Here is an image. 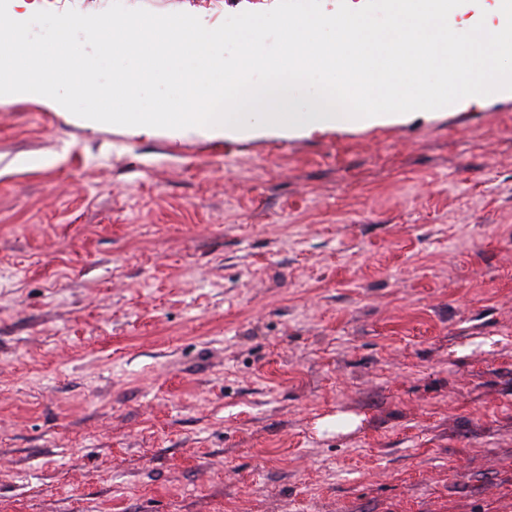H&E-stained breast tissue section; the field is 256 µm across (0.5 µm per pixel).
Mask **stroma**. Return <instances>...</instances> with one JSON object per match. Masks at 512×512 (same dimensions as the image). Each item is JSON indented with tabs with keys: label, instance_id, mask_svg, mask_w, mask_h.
<instances>
[{
	"label": "stroma",
	"instance_id": "obj_1",
	"mask_svg": "<svg viewBox=\"0 0 512 512\" xmlns=\"http://www.w3.org/2000/svg\"><path fill=\"white\" fill-rule=\"evenodd\" d=\"M0 512H512V91L224 141L0 103Z\"/></svg>",
	"mask_w": 512,
	"mask_h": 512
}]
</instances>
